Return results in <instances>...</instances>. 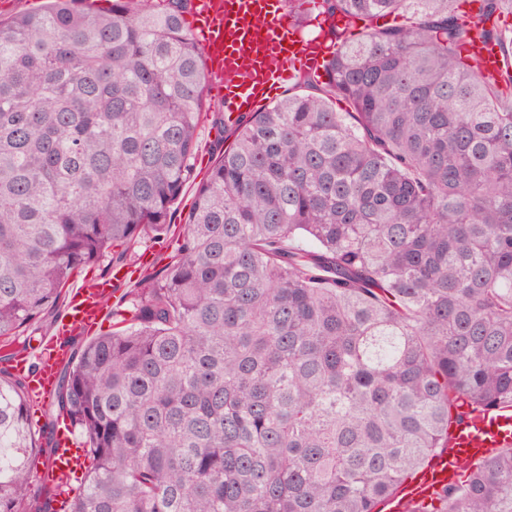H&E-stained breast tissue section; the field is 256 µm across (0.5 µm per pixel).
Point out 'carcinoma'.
Masks as SVG:
<instances>
[{
	"label": "carcinoma",
	"instance_id": "cac0c4a2",
	"mask_svg": "<svg viewBox=\"0 0 512 512\" xmlns=\"http://www.w3.org/2000/svg\"><path fill=\"white\" fill-rule=\"evenodd\" d=\"M311 4L353 31L230 123L188 0L0 19V347L80 270L177 244L72 350L42 433L0 368V512H382L463 403L512 407V0L475 26L456 0ZM207 119L232 141L176 225ZM60 420L75 488L29 468ZM466 470L403 512H512V447ZM467 54H473L477 57L482 74L491 75L499 71L502 66V56L495 45H476L468 46Z\"/></svg>",
	"mask_w": 512,
	"mask_h": 512
}]
</instances>
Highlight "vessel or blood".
Wrapping results in <instances>:
<instances>
[{"mask_svg": "<svg viewBox=\"0 0 512 512\" xmlns=\"http://www.w3.org/2000/svg\"><path fill=\"white\" fill-rule=\"evenodd\" d=\"M192 29L205 50L213 76L211 90L223 93L224 110L233 116L255 111L266 102L273 85L320 70L323 65L322 42L295 38L283 0H197ZM469 52L477 57L482 74L499 71L502 56L497 46L479 44ZM128 277V270L119 268L97 287L73 289L67 314L46 340L37 370L29 371L24 360H14L12 368L26 375L34 401L51 395L58 367L69 353L70 337L98 324L105 297L114 283ZM57 442L49 468L37 475L38 481L49 487L66 480L80 462L70 430L58 431ZM510 445L512 408L499 407L478 418L464 419L451 426L447 451L432 457L417 477L402 486L399 495L416 503L431 502L442 487L460 480L464 466Z\"/></svg>", "mask_w": 512, "mask_h": 512, "instance_id": "b4317fda", "label": "vessel or blood"}]
</instances>
